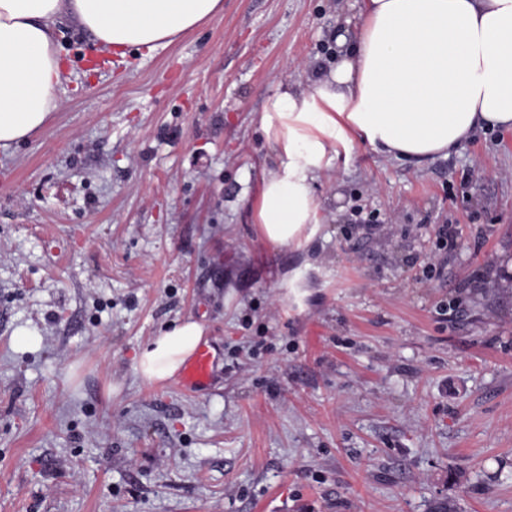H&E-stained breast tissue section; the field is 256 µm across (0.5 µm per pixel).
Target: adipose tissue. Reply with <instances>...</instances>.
Returning a JSON list of instances; mask_svg holds the SVG:
<instances>
[{"label": "adipose tissue", "instance_id": "adipose-tissue-1", "mask_svg": "<svg viewBox=\"0 0 512 512\" xmlns=\"http://www.w3.org/2000/svg\"><path fill=\"white\" fill-rule=\"evenodd\" d=\"M363 4L357 41L336 67L301 91L279 84L261 115L277 164L254 220L271 245L310 241L321 209L314 184L355 142L425 162L477 129H512V0ZM223 9V0H0V150L44 129L62 104L57 19L123 55L171 44ZM204 334L192 320L169 326L138 354L137 375L174 379Z\"/></svg>", "mask_w": 512, "mask_h": 512}]
</instances>
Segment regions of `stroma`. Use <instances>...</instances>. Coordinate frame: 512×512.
Returning a JSON list of instances; mask_svg holds the SVG:
<instances>
[{
    "instance_id": "stroma-1",
    "label": "stroma",
    "mask_w": 512,
    "mask_h": 512,
    "mask_svg": "<svg viewBox=\"0 0 512 512\" xmlns=\"http://www.w3.org/2000/svg\"><path fill=\"white\" fill-rule=\"evenodd\" d=\"M353 3L224 0L122 59L57 21L63 106L0 152V512H512V130L355 143L306 247L253 222L260 117ZM187 318L213 387L144 382Z\"/></svg>"
}]
</instances>
